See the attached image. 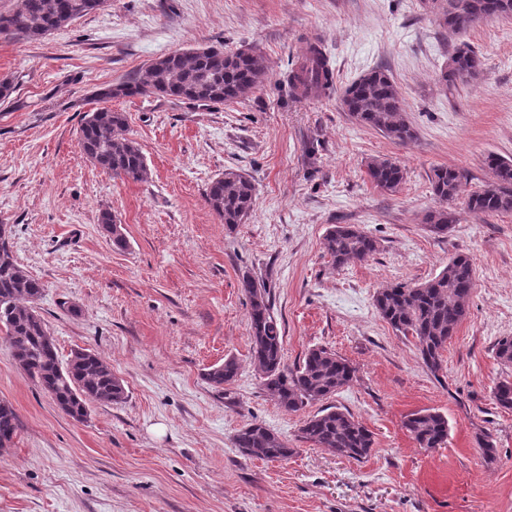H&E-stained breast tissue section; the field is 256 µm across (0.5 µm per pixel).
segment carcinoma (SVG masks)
Wrapping results in <instances>:
<instances>
[{
    "label": "carcinoma",
    "mask_w": 512,
    "mask_h": 512,
    "mask_svg": "<svg viewBox=\"0 0 512 512\" xmlns=\"http://www.w3.org/2000/svg\"><path fill=\"white\" fill-rule=\"evenodd\" d=\"M106 0H19L16 10L0 14V37L39 40L77 18L101 9ZM440 25L461 38L449 53L450 64L439 81L452 90L460 84L478 81L484 62L463 40L481 22L512 16V0H434ZM269 77L265 56L253 49L224 51L200 47L160 57L132 78L96 91L103 106L84 115L78 131L82 156L93 165L132 182L148 180L150 170L139 144L127 136V118L106 102L117 97L157 96L195 106H217L246 100ZM334 72L329 57L319 44H312L304 60L288 74V86L302 97L318 96L333 90ZM343 111L357 123L368 126L397 143L416 138L406 118L398 85L384 69L376 68L348 84L341 92ZM486 164L493 181L466 191L469 174L458 167L432 170V191L442 206L427 212L422 220L427 231L446 236L456 223L452 203L467 194V208L476 217L512 214V159L490 154ZM370 182L380 191L393 194L406 180V169L390 159H372L366 164ZM255 198V185L244 173L226 169L206 189L210 210L228 228L248 218ZM98 223L118 248L127 246L123 232L114 227L112 211L99 212ZM323 248L336 268L364 261L378 249L377 241L351 224L332 226ZM475 268L469 254L458 252L433 278L418 285L392 284L378 290L374 307L396 334L412 338L423 364L434 375L442 370V352L468 315V299L474 287ZM241 288L249 304L250 343L253 362L260 372L262 387L282 409L297 413L324 402L348 386L357 369L347 359L326 347L310 349L301 364L292 368L285 362L284 336L271 312L267 284L249 275ZM44 285L29 275L16 261L12 229L0 232V331L19 367L48 393L56 405L76 421L87 418L91 402L120 403L125 386L111 366L95 351L77 348L61 359L55 340L35 303ZM497 360L512 367V336L495 345ZM239 374L235 357L211 366L205 379L220 388ZM495 403L512 410V380L504 379L493 389ZM404 429L422 448H440L447 443L448 419L430 410L406 417ZM20 430L14 408L0 401V448L11 446ZM296 441L309 443L338 457L361 461L374 447L372 433L352 413L325 405L302 421ZM234 446L250 458L282 461L296 449L288 447L265 424L251 420L234 437Z\"/></svg>",
    "instance_id": "obj_1"
}]
</instances>
